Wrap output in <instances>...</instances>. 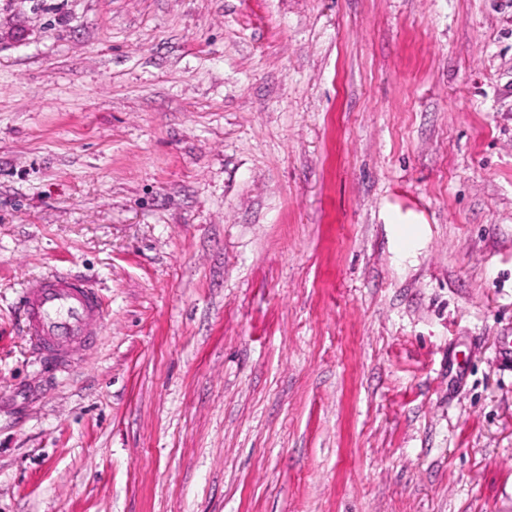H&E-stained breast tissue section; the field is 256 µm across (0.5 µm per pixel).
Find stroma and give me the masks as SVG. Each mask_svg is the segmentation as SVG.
Segmentation results:
<instances>
[{"mask_svg": "<svg viewBox=\"0 0 512 512\" xmlns=\"http://www.w3.org/2000/svg\"><path fill=\"white\" fill-rule=\"evenodd\" d=\"M506 339L512 0H0V512H512ZM31 346L53 368H62L94 344V326L104 309L98 291L87 281L55 270L34 281L23 295Z\"/></svg>", "mask_w": 512, "mask_h": 512, "instance_id": "35a3bbf8", "label": "stroma"}]
</instances>
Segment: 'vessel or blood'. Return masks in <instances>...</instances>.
Returning a JSON list of instances; mask_svg holds the SVG:
<instances>
[{
  "instance_id": "obj_1",
  "label": "vessel or blood",
  "mask_w": 512,
  "mask_h": 512,
  "mask_svg": "<svg viewBox=\"0 0 512 512\" xmlns=\"http://www.w3.org/2000/svg\"><path fill=\"white\" fill-rule=\"evenodd\" d=\"M23 309L31 346L55 368L94 344V326L104 312L96 288L63 270L34 281L23 295Z\"/></svg>"
}]
</instances>
